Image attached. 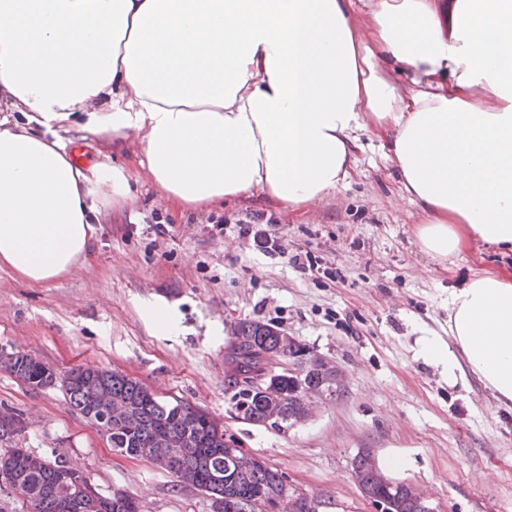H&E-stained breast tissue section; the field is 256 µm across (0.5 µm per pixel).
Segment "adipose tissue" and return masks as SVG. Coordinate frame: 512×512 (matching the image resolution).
I'll return each instance as SVG.
<instances>
[{
	"mask_svg": "<svg viewBox=\"0 0 512 512\" xmlns=\"http://www.w3.org/2000/svg\"><path fill=\"white\" fill-rule=\"evenodd\" d=\"M0 0V269L32 284L85 267L121 166L71 161L63 134L136 136L185 208L254 192L309 208L386 135L417 240L445 260L512 252V0ZM410 76L400 88L392 72ZM426 356L512 405V275L448 293Z\"/></svg>",
	"mask_w": 512,
	"mask_h": 512,
	"instance_id": "obj_1",
	"label": "adipose tissue"
}]
</instances>
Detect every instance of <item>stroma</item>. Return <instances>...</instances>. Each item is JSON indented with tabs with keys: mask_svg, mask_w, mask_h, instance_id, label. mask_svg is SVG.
Returning a JSON list of instances; mask_svg holds the SVG:
<instances>
[{
	"mask_svg": "<svg viewBox=\"0 0 512 512\" xmlns=\"http://www.w3.org/2000/svg\"><path fill=\"white\" fill-rule=\"evenodd\" d=\"M66 138L85 162L137 174L136 198L102 208L89 272L35 285L0 270V353H33L61 372L117 370L206 411L319 512H375L352 477L366 450L379 465L401 457L389 478L425 491L439 512H512V407L476 379L449 385L423 352L448 340L449 289L485 270L511 271L512 254L473 244L440 263L423 253L420 210L396 200L399 176L374 133L360 134L348 178L308 210L256 192L181 215L143 177L136 139L85 144L74 127ZM248 215L278 252L240 235ZM303 253L319 271L294 268ZM244 319L278 326L337 367L341 395L290 427L238 419L224 358ZM4 406L27 423L19 447L67 457L101 493L124 491L142 512H210L203 492L113 452L61 390L31 391L0 369Z\"/></svg>",
	"mask_w": 512,
	"mask_h": 512,
	"instance_id": "stroma-1",
	"label": "stroma"
}]
</instances>
